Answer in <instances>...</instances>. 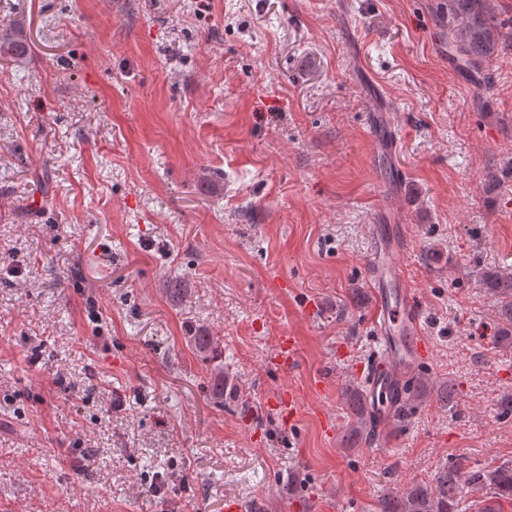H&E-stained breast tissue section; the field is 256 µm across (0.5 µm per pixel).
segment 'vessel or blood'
Instances as JSON below:
<instances>
[{"label":"vessel or blood","mask_w":512,"mask_h":512,"mask_svg":"<svg viewBox=\"0 0 512 512\" xmlns=\"http://www.w3.org/2000/svg\"><path fill=\"white\" fill-rule=\"evenodd\" d=\"M405 247L404 237L390 243H374L372 269L371 325L379 349L361 374L364 400L377 423H385L397 406L407 373L427 352L422 334L421 313L402 269L392 256ZM304 397L302 387L292 386L271 402L283 424H291L296 405Z\"/></svg>","instance_id":"vessel-or-blood-1"}]
</instances>
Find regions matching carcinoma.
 Masks as SVG:
<instances>
[{"mask_svg": "<svg viewBox=\"0 0 512 512\" xmlns=\"http://www.w3.org/2000/svg\"><path fill=\"white\" fill-rule=\"evenodd\" d=\"M448 12L462 20L452 44L455 55L470 71L489 68L498 50L499 24L493 20L486 0H448ZM28 49L27 35L21 28L0 36V58L21 61ZM483 283L502 298H512L511 276L489 270L484 272ZM424 396L423 385L413 383L406 389L398 412L421 401ZM348 400L353 409L349 435L354 438L368 435L372 419L362 394L356 389L351 390ZM471 483L486 488L475 504L476 512H502V502L512 500V461L483 473L467 471L461 462L445 464L437 470L431 484L414 486L406 492L382 498L378 512H458L463 489Z\"/></svg>", "mask_w": 512, "mask_h": 512, "instance_id": "cac0c4a2", "label": "carcinoma"}]
</instances>
